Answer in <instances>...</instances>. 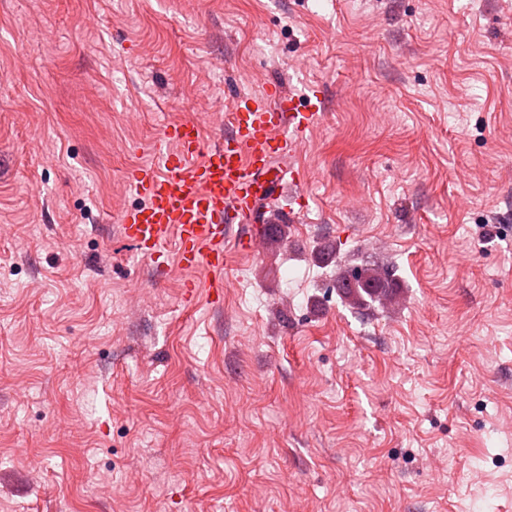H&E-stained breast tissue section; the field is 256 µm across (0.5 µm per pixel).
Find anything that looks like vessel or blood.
Here are the masks:
<instances>
[{
	"mask_svg": "<svg viewBox=\"0 0 512 512\" xmlns=\"http://www.w3.org/2000/svg\"><path fill=\"white\" fill-rule=\"evenodd\" d=\"M320 100L297 99L276 90L239 96L222 143L206 144L197 120L173 122L163 132L156 160L127 176L137 206L120 215L122 234L145 257L159 259L175 241L178 269H204L213 296L224 291L228 246L251 254L260 241L242 238L235 223L284 224L290 211L267 212L273 190L298 185L278 158L295 153L298 133L319 118Z\"/></svg>",
	"mask_w": 512,
	"mask_h": 512,
	"instance_id": "vessel-or-blood-1",
	"label": "vessel or blood"
}]
</instances>
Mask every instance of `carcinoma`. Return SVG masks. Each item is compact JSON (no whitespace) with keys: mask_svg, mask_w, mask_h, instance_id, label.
I'll use <instances>...</instances> for the list:
<instances>
[{"mask_svg":"<svg viewBox=\"0 0 512 512\" xmlns=\"http://www.w3.org/2000/svg\"><path fill=\"white\" fill-rule=\"evenodd\" d=\"M394 273L387 265L365 263L340 268L333 287L348 304L361 307L378 303L382 306L397 303L390 284Z\"/></svg>","mask_w":512,"mask_h":512,"instance_id":"carcinoma-1","label":"carcinoma"}]
</instances>
